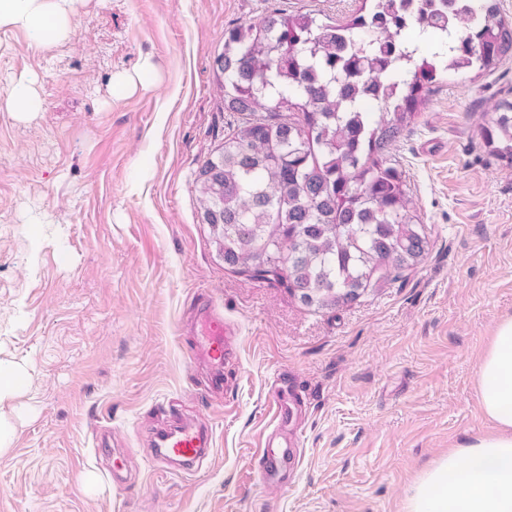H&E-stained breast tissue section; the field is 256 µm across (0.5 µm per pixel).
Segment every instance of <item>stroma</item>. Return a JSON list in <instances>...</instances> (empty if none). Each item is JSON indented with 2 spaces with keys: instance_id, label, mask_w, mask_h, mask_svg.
I'll use <instances>...</instances> for the list:
<instances>
[{
  "instance_id": "stroma-1",
  "label": "stroma",
  "mask_w": 512,
  "mask_h": 512,
  "mask_svg": "<svg viewBox=\"0 0 512 512\" xmlns=\"http://www.w3.org/2000/svg\"><path fill=\"white\" fill-rule=\"evenodd\" d=\"M358 6L75 0L62 42L0 30V88L23 75L42 101L0 108V363L25 371L0 400V512H405L435 460L491 430L477 367L512 317V165L483 129L512 99V59L445 77L392 147L429 240L403 278L314 310L225 267L198 214L197 171L227 130L225 30ZM204 299L240 329L220 397L187 352ZM279 377L303 409L299 463L267 484L255 461ZM179 417L212 432L190 473L154 447Z\"/></svg>"
}]
</instances>
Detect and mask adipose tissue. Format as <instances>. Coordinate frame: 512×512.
<instances>
[{"label":"adipose tissue","instance_id":"ef3b65f1","mask_svg":"<svg viewBox=\"0 0 512 512\" xmlns=\"http://www.w3.org/2000/svg\"><path fill=\"white\" fill-rule=\"evenodd\" d=\"M72 0H0V28L29 32L36 46L64 39ZM491 433L436 460L410 487L406 512H512V317L496 327L478 367Z\"/></svg>","mask_w":512,"mask_h":512}]
</instances>
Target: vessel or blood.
Listing matches in <instances>:
<instances>
[{
  "label": "vessel or blood",
  "mask_w": 512,
  "mask_h": 512,
  "mask_svg": "<svg viewBox=\"0 0 512 512\" xmlns=\"http://www.w3.org/2000/svg\"><path fill=\"white\" fill-rule=\"evenodd\" d=\"M238 330L222 311L210 303L201 304L192 324L191 349L195 358L201 359L212 370V385H223L224 365L235 354V337ZM277 422L272 436L264 440L265 447H272L275 436L287 432L292 421V409L284 394H276ZM212 445L211 434L196 423L178 420L172 428L159 432L156 446L165 460L193 465L205 458Z\"/></svg>",
  "instance_id": "1"
}]
</instances>
